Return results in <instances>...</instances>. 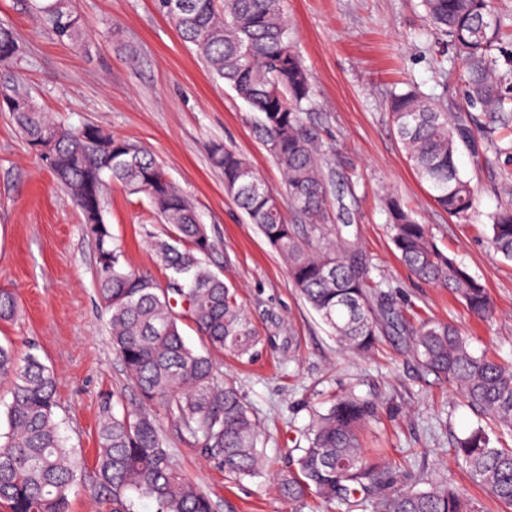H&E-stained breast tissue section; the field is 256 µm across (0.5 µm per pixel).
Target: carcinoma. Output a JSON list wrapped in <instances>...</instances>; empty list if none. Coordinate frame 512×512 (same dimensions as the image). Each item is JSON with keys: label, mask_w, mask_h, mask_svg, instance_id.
<instances>
[{"label": "carcinoma", "mask_w": 512, "mask_h": 512, "mask_svg": "<svg viewBox=\"0 0 512 512\" xmlns=\"http://www.w3.org/2000/svg\"><path fill=\"white\" fill-rule=\"evenodd\" d=\"M171 10L155 0L181 38L190 43L212 76L224 81L260 114L266 149L284 176L288 202L308 224L288 223L277 194L240 153L220 143L211 162L224 174V191L288 265L295 288L351 353L367 354L383 326L404 335L423 371L448 381L475 413L512 431V363L476 355L451 323L427 320L408 329L383 291L371 304L366 288L370 263L352 245L318 240L328 219L323 140L305 121L312 77L295 50L283 0H180ZM437 34L462 61L459 80L470 107L502 128L512 124V34L492 0H425ZM39 19L56 40L84 49L88 40L74 0H43ZM20 43L0 26V107L10 112L28 145L41 151L48 169L82 214L98 245V292L110 312L112 348L138 393L139 403L117 414L123 400H103L91 467L66 445L57 419V375L33 354L19 361L0 343V379L12 384L7 431L0 432V506L7 512H70L69 496L87 490L99 512H213L212 500L185 478L166 448L154 407L162 405L184 441L224 466L235 478L261 473L259 425L232 382L222 379L216 358H253L262 342L251 328L238 290L214 272L205 257L214 248L190 199L146 148L94 125L66 127L48 118L17 68ZM407 157L434 202L455 217L477 213L470 181L456 164L459 145L484 155L480 144L512 163V144L501 147L493 128L471 112L448 108L413 90L387 103ZM144 195L161 223L163 238L152 249L169 275L161 284L127 268L103 214L109 182ZM392 241L403 265L420 281L450 289L475 315L492 308L485 287L433 244L428 225L393 195L385 199ZM494 251L512 260V204L490 216ZM18 299L0 288V320L14 318ZM188 321L204 351L190 348L181 325ZM372 402L345 394L313 418L307 446L278 477L280 494L292 501L314 495L345 512H474L463 494L443 479L411 478L386 460L368 457L361 444ZM453 455L473 480L512 507V448L495 446L482 427L456 440Z\"/></svg>", "instance_id": "obj_1"}]
</instances>
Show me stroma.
<instances>
[{"label":"stroma","mask_w":512,"mask_h":512,"mask_svg":"<svg viewBox=\"0 0 512 512\" xmlns=\"http://www.w3.org/2000/svg\"><path fill=\"white\" fill-rule=\"evenodd\" d=\"M75 6L89 35L83 52L60 44L35 21L34 0H0V24L19 38L18 66L32 95L66 124L103 127L154 154L195 203L215 242L209 264L237 288L264 339L252 360L226 356L219 368L259 421L268 468L232 478L159 414L182 474L210 496L215 512H335L313 496L282 498L277 477L288 467L285 449L304 444L313 414L350 391L378 406L365 428V448L384 449L387 460L412 475L447 478L472 498L477 512H504L448 450L480 426L506 446H512V432L478 417L455 389L423 374L395 331L382 332L369 355L343 351L293 287L285 262L225 193L224 176L209 159L215 143L244 154L274 191L284 190L256 113L210 75L153 0H75ZM283 6L295 49L313 76L307 121L327 148L330 196L338 201L325 237L354 242L371 258L373 279L382 282L405 324L452 323L475 354L512 362V261L494 253L487 226L437 206L383 108L392 91L412 88L446 97L454 111L467 109L460 84L446 79L461 63L438 44L423 0H284ZM457 165L476 191L480 212L512 202L503 189V161L479 162L463 146ZM389 194L484 285L490 317L472 315L448 289L417 281L399 261L384 213ZM104 210L128 265L165 281L148 247L164 226L147 199L115 184ZM96 270V242L79 212L10 113L0 112V288L16 292L20 302L13 320H0V341L12 342L17 357L34 353L54 368L61 432L88 461L97 446L102 395L122 393L130 407L138 401L112 351Z\"/></svg>","instance_id":"stroma-1"}]
</instances>
